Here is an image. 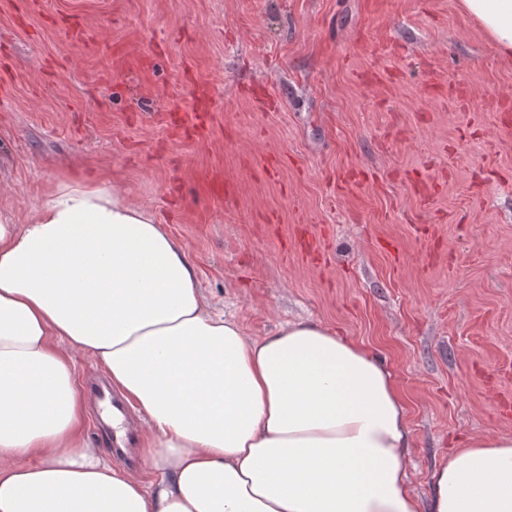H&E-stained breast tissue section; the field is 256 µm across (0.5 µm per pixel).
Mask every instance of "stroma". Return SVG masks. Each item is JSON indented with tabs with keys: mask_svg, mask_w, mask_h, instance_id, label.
I'll list each match as a JSON object with an SVG mask.
<instances>
[{
	"mask_svg": "<svg viewBox=\"0 0 512 512\" xmlns=\"http://www.w3.org/2000/svg\"><path fill=\"white\" fill-rule=\"evenodd\" d=\"M93 180L246 336L390 368L420 501L512 434V59L458 0H0V217Z\"/></svg>",
	"mask_w": 512,
	"mask_h": 512,
	"instance_id": "obj_1",
	"label": "stroma"
}]
</instances>
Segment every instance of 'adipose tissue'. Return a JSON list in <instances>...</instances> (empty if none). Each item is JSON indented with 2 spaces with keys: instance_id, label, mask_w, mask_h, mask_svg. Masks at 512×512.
<instances>
[{
  "instance_id": "ef3b65f1",
  "label": "adipose tissue",
  "mask_w": 512,
  "mask_h": 512,
  "mask_svg": "<svg viewBox=\"0 0 512 512\" xmlns=\"http://www.w3.org/2000/svg\"><path fill=\"white\" fill-rule=\"evenodd\" d=\"M512 59V0H459ZM144 417V480L82 433L75 356ZM408 410L365 346L314 320L259 339L212 313L186 249L111 184L0 222V512H512V435L470 437L421 505Z\"/></svg>"
}]
</instances>
